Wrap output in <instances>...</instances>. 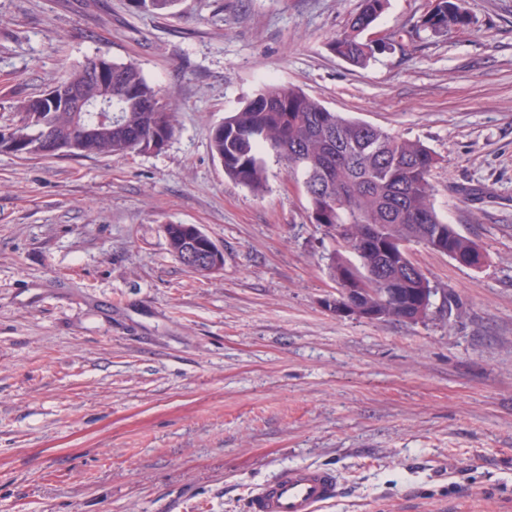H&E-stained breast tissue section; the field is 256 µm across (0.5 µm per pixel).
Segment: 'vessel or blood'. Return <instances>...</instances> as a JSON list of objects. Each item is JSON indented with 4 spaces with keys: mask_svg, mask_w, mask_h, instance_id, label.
<instances>
[{
    "mask_svg": "<svg viewBox=\"0 0 512 512\" xmlns=\"http://www.w3.org/2000/svg\"><path fill=\"white\" fill-rule=\"evenodd\" d=\"M341 480L323 466L286 467L258 485L248 501L249 512H318L338 498Z\"/></svg>",
    "mask_w": 512,
    "mask_h": 512,
    "instance_id": "1",
    "label": "vessel or blood"
}]
</instances>
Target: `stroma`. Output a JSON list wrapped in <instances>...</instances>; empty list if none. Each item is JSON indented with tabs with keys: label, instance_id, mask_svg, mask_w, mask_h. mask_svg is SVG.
<instances>
[{
	"label": "stroma",
	"instance_id": "35a3bbf8",
	"mask_svg": "<svg viewBox=\"0 0 512 512\" xmlns=\"http://www.w3.org/2000/svg\"><path fill=\"white\" fill-rule=\"evenodd\" d=\"M360 0H0V126L67 69L133 61L177 113L160 151L0 152V512H247L278 469L336 470L324 512H512V0L356 68L327 43ZM270 83L417 140L439 214L482 267L411 245L462 317L337 315L335 240L276 164L255 195L211 128ZM168 224L224 251L200 277Z\"/></svg>",
	"mask_w": 512,
	"mask_h": 512
}]
</instances>
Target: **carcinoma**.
Here are the masks:
<instances>
[{
    "label": "carcinoma",
    "mask_w": 512,
    "mask_h": 512,
    "mask_svg": "<svg viewBox=\"0 0 512 512\" xmlns=\"http://www.w3.org/2000/svg\"><path fill=\"white\" fill-rule=\"evenodd\" d=\"M388 0H361L360 11L328 49L352 66L364 68L376 50L362 40V28L380 17ZM157 14L171 12L179 0H133ZM448 31L469 24L460 0H441ZM112 130L79 139L68 156H120L145 151L157 135L172 137L176 114L159 88L132 62L112 63ZM212 155L224 174L254 194L268 185L267 156L302 179L314 223L334 232L343 250L328 257L336 281L359 277L367 288H394L376 302L384 320L402 321L415 313L417 297L431 281L406 272L399 242L418 243L450 257L467 256L476 244L442 219L433 201L430 177L436 155L424 144L380 127L346 118L300 89L271 84L214 126ZM188 227L171 224L166 239L179 255Z\"/></svg>",
    "instance_id": "carcinoma-1"
}]
</instances>
